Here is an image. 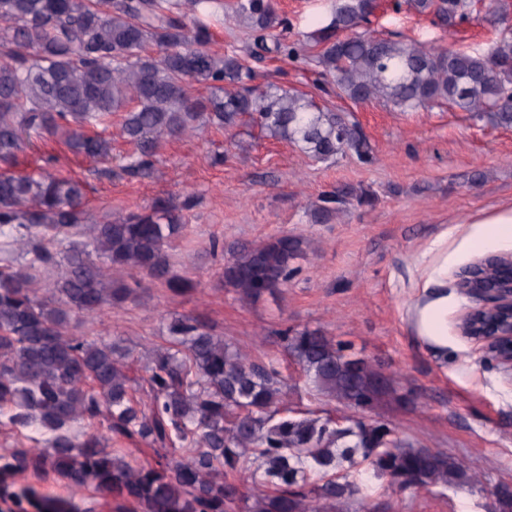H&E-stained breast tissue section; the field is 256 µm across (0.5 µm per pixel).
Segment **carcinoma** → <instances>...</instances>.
Segmentation results:
<instances>
[{
	"instance_id": "carcinoma-1",
	"label": "carcinoma",
	"mask_w": 512,
	"mask_h": 512,
	"mask_svg": "<svg viewBox=\"0 0 512 512\" xmlns=\"http://www.w3.org/2000/svg\"><path fill=\"white\" fill-rule=\"evenodd\" d=\"M214 0H0V163L13 164L25 138L60 137L92 159L108 154V128L125 113L121 134L133 152L127 174L149 170L156 141L199 128L227 130L245 117L269 136L318 160L373 159L353 115L323 109L286 87L255 84L256 71L237 50H209L212 33L194 11ZM455 28L471 0H396ZM379 0H335L328 22L310 35L321 90L354 103L378 102L401 112L445 103L492 125L512 128V26L485 51L435 49L412 40L376 37L359 27ZM231 10L253 40L250 56L295 57L288 18L273 0H235ZM192 83L209 94L192 97ZM378 194L352 186L319 194L314 224H329L350 207H375ZM180 204L147 208L93 223L81 182L40 174H0V425L40 427L43 448L0 454V502L10 512H76L61 497L19 487L16 477L49 471L73 488L88 486L119 512H373L352 472L364 466L393 489L429 490L471 480L464 464L418 446L392 425L318 416L284 401L288 382L275 368L214 336L196 319L169 326L139 375L116 342L68 334L72 317L123 302L132 287L114 288L105 267L130 266L174 293L186 281L168 256L183 235ZM303 239L274 235L231 250L224 287L242 300L273 295L288 284ZM64 268L51 296L39 294L35 272ZM500 255L468 266V281L502 276ZM288 355L321 393L354 410L392 393L389 378L352 357L320 329L282 333ZM87 432L74 433L78 423ZM144 443L152 464L130 462L108 447ZM494 512H512V488L494 491Z\"/></svg>"
}]
</instances>
